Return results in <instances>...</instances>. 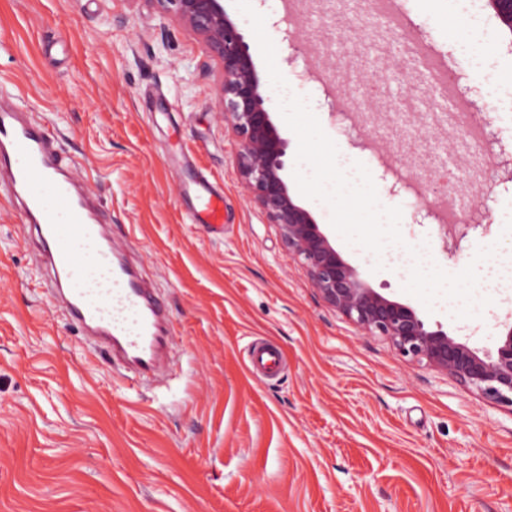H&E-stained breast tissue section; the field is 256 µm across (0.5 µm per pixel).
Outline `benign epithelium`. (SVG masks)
Segmentation results:
<instances>
[{
  "label": "benign epithelium",
  "instance_id": "obj_1",
  "mask_svg": "<svg viewBox=\"0 0 512 512\" xmlns=\"http://www.w3.org/2000/svg\"><path fill=\"white\" fill-rule=\"evenodd\" d=\"M176 18L209 48L220 73V112L237 141L242 185L279 227L288 250L303 260L313 287L359 332L388 338L399 353L512 408V328L496 355L481 358L442 330H430L414 310L364 283L331 246L284 177L287 140L264 106L263 84L250 45L223 0H148Z\"/></svg>",
  "mask_w": 512,
  "mask_h": 512
}]
</instances>
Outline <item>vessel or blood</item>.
Instances as JSON below:
<instances>
[{"label": "vessel or blood", "instance_id": "b4317fda", "mask_svg": "<svg viewBox=\"0 0 512 512\" xmlns=\"http://www.w3.org/2000/svg\"><path fill=\"white\" fill-rule=\"evenodd\" d=\"M0 170L8 174L5 193L20 199L51 292L85 336L122 362L125 379L137 387L157 373L172 341L173 328L160 297L131 266L102 212L78 190L58 136L49 125L30 120L20 92L0 87ZM189 224L224 221V198L209 182L197 183ZM280 351L254 344L249 365L275 376Z\"/></svg>", "mask_w": 512, "mask_h": 512}]
</instances>
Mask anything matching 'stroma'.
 <instances>
[{"instance_id": "35a3bbf8", "label": "stroma", "mask_w": 512, "mask_h": 512, "mask_svg": "<svg viewBox=\"0 0 512 512\" xmlns=\"http://www.w3.org/2000/svg\"><path fill=\"white\" fill-rule=\"evenodd\" d=\"M251 4L340 167H367L424 262L456 273L478 248L512 252V112L487 113L486 149L504 166L482 172L459 131L432 121L427 81L357 0H307L295 17L281 0ZM392 12L460 93L482 97L488 73L450 45L452 0H396ZM398 63L418 111L397 113L389 81L336 110L334 70ZM213 66L148 0H0V85L57 131L109 231L126 237L164 300L178 358L171 379L127 388L53 309L20 205L0 194V512H512V410L362 335L324 302L239 180ZM402 171L413 179L391 194ZM203 176L224 195L218 230L181 219ZM288 187L368 286L478 355L495 353L512 329V287L488 290L477 318H454L459 304L445 298L426 308L391 251L347 243L326 204ZM449 191L482 223L453 257L434 217ZM260 341L283 353L275 378L248 368Z\"/></svg>"}]
</instances>
